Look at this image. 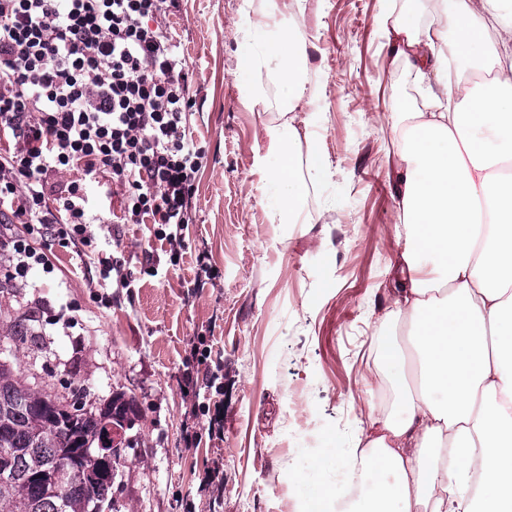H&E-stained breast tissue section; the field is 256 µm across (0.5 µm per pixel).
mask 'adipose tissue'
Instances as JSON below:
<instances>
[{"mask_svg": "<svg viewBox=\"0 0 512 512\" xmlns=\"http://www.w3.org/2000/svg\"><path fill=\"white\" fill-rule=\"evenodd\" d=\"M490 17L499 21L493 42ZM381 18L393 60L414 73L428 103L401 112L395 199L404 248L389 313L406 324L407 341H380L400 411L369 417L360 453L324 454L368 482L352 512H512V0H437L427 24L417 0H402ZM299 46L248 24L235 74L274 63L283 100L299 101ZM267 134L270 215L299 223L328 164L291 123Z\"/></svg>", "mask_w": 512, "mask_h": 512, "instance_id": "ef3b65f1", "label": "adipose tissue"}]
</instances>
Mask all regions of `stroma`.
<instances>
[{
  "instance_id": "35a3bbf8",
  "label": "stroma",
  "mask_w": 512,
  "mask_h": 512,
  "mask_svg": "<svg viewBox=\"0 0 512 512\" xmlns=\"http://www.w3.org/2000/svg\"><path fill=\"white\" fill-rule=\"evenodd\" d=\"M178 0L170 21L194 71L190 130L204 152L192 222L178 249L150 224H116L87 185L98 251L129 281L103 282L82 247L35 242L48 268L9 276L20 224H0V319L39 346L0 341L32 389L87 391V407L134 404L122 431L117 512H290L306 495L294 473L323 449L351 452L385 401L377 331L403 241L394 199L396 111L413 83L388 57L383 0ZM301 27L312 95L283 112L272 68L244 92L235 75L244 20ZM258 104H251V97ZM292 119L319 142L330 175L311 190L305 224L270 223L266 128ZM206 253L209 275L196 258ZM222 416L224 432L211 433Z\"/></svg>"
}]
</instances>
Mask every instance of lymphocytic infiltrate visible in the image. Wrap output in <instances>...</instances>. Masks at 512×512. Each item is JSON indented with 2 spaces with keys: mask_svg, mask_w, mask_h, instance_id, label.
Listing matches in <instances>:
<instances>
[{
  "mask_svg": "<svg viewBox=\"0 0 512 512\" xmlns=\"http://www.w3.org/2000/svg\"><path fill=\"white\" fill-rule=\"evenodd\" d=\"M176 0H0V223L87 244L86 184L104 177L124 224L180 242L202 153L188 128L194 71L169 17Z\"/></svg>",
  "mask_w": 512,
  "mask_h": 512,
  "instance_id": "lymphocytic-infiltrate-1",
  "label": "lymphocytic infiltrate"
}]
</instances>
